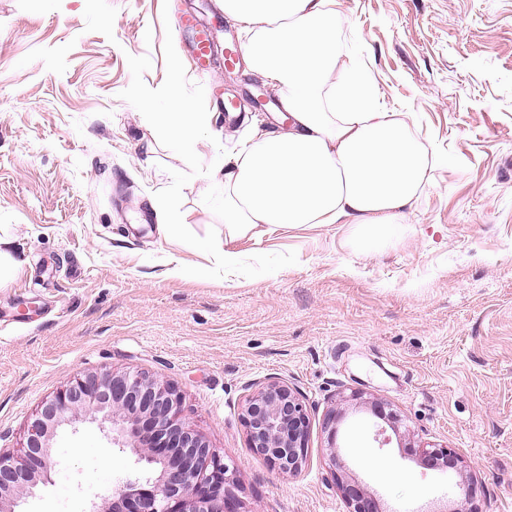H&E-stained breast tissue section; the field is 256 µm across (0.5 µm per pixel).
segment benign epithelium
<instances>
[{
  "instance_id": "obj_1",
  "label": "benign epithelium",
  "mask_w": 512,
  "mask_h": 512,
  "mask_svg": "<svg viewBox=\"0 0 512 512\" xmlns=\"http://www.w3.org/2000/svg\"><path fill=\"white\" fill-rule=\"evenodd\" d=\"M176 387L142 372H112L74 377L47 399L28 429L26 445L17 453L0 450V512H18L23 498L36 494L55 465L52 439L56 430L82 413L112 430V442L130 449L152 466L153 476L128 479L105 511L91 512H241L232 492L234 471L224 456L210 448L181 417ZM382 421L376 437L390 443L387 432L399 434L401 418L383 401L366 402ZM343 410L332 408L322 429L330 442L332 477L347 512H383L380 500L349 476V461L336 448ZM248 447L281 473L295 475L306 463L310 437L306 405L287 383L270 379L251 394L242 409ZM407 451L427 468L448 469L459 477L465 502L474 500L477 484L463 458L447 447Z\"/></svg>"
}]
</instances>
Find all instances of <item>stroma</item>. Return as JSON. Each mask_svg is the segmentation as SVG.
Returning <instances> with one entry per match:
<instances>
[{"label": "stroma", "mask_w": 512, "mask_h": 512, "mask_svg": "<svg viewBox=\"0 0 512 512\" xmlns=\"http://www.w3.org/2000/svg\"><path fill=\"white\" fill-rule=\"evenodd\" d=\"M163 0H0V236L24 256L0 288V448L25 446L42 403L77 375L143 371L174 384L182 415L236 472L244 512H346L332 479L350 475L386 512H454L446 472L404 443L447 446L474 471L479 512H512V0H337L340 40L367 58L381 103L409 113L437 158L431 184L395 233L367 253L348 224H306L228 239L223 187H184L189 230L216 231L248 258L296 252L276 273L182 274L208 254L165 237L157 191L185 161L122 99L128 56L166 76ZM187 70L207 106L257 95L254 75ZM274 101L246 122L211 124V164L273 130ZM288 382L310 418L307 461L278 473L247 445L241 412L268 379ZM389 402L400 439L348 398ZM343 405L336 440L321 428ZM58 464L25 512L108 507L149 467L85 419L59 429Z\"/></svg>", "instance_id": "stroma-1"}]
</instances>
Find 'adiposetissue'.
<instances>
[{
    "instance_id": "1",
    "label": "adipose tissue",
    "mask_w": 512,
    "mask_h": 512,
    "mask_svg": "<svg viewBox=\"0 0 512 512\" xmlns=\"http://www.w3.org/2000/svg\"><path fill=\"white\" fill-rule=\"evenodd\" d=\"M248 36L288 127L259 135L212 172L232 236L258 227L350 224L366 249L390 239L430 184L434 157L404 113L382 108L369 69L336 37V0H224Z\"/></svg>"
}]
</instances>
